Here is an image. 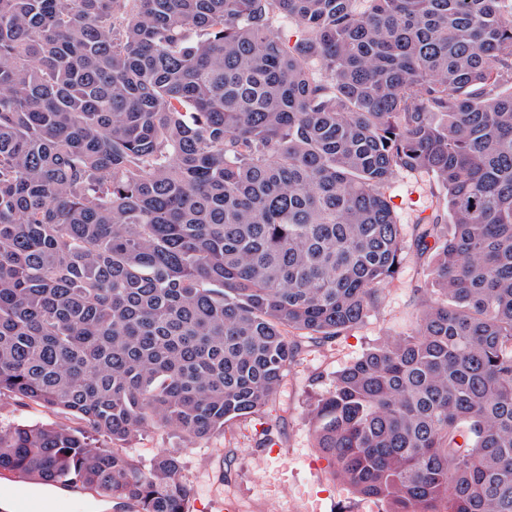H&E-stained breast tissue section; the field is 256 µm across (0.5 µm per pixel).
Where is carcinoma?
Returning <instances> with one entry per match:
<instances>
[{
	"label": "carcinoma",
	"mask_w": 512,
	"mask_h": 512,
	"mask_svg": "<svg viewBox=\"0 0 512 512\" xmlns=\"http://www.w3.org/2000/svg\"><path fill=\"white\" fill-rule=\"evenodd\" d=\"M293 26L285 46L282 24ZM432 179L415 326L336 374L317 448L387 512H512V0H0V471L188 512L144 428L256 415L361 324ZM0 421L4 424L25 422L29 424L54 422L66 427L85 429V423L68 414H58L28 400L19 401L6 393L0 397Z\"/></svg>",
	"instance_id": "carcinoma-1"
}]
</instances>
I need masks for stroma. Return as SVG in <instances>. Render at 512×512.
<instances>
[{
  "label": "stroma",
  "instance_id": "35a3bbf8",
  "mask_svg": "<svg viewBox=\"0 0 512 512\" xmlns=\"http://www.w3.org/2000/svg\"><path fill=\"white\" fill-rule=\"evenodd\" d=\"M428 177L399 176L392 194L405 241L404 260L385 286L380 304L363 323L326 344L302 343L263 414L233 420L201 442H190L173 428L141 430L127 452L150 467L162 452L180 456L192 489L189 512H386L384 502L353 494L335 476L315 446L310 406L327 392L339 371L372 347L405 333L414 320L420 286L432 263L418 254L412 229L431 216L435 199ZM0 422H54L72 429L78 418L59 414L11 394L0 396Z\"/></svg>",
  "mask_w": 512,
  "mask_h": 512
}]
</instances>
